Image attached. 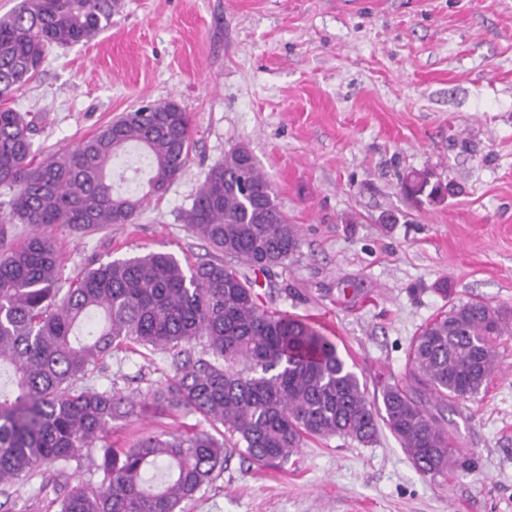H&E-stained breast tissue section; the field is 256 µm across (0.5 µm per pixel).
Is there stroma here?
<instances>
[{
    "mask_svg": "<svg viewBox=\"0 0 512 512\" xmlns=\"http://www.w3.org/2000/svg\"><path fill=\"white\" fill-rule=\"evenodd\" d=\"M178 103L194 147L133 223L47 228L61 286L149 251L219 259L181 221L206 173L244 144L299 251L259 276L264 308L314 323L367 383L403 379L409 344L456 302L512 310V0H120L94 39L50 49L11 100L36 118L35 160L146 103ZM412 171L453 184L408 204ZM474 400L447 406L457 468L423 475L388 429L311 439L288 469L232 458L184 512H512V335ZM162 353L113 352L89 383L123 393L170 376ZM171 413L114 422L113 445L206 429Z\"/></svg>",
    "mask_w": 512,
    "mask_h": 512,
    "instance_id": "35a3bbf8",
    "label": "stroma"
}]
</instances>
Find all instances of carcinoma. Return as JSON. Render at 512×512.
<instances>
[{"mask_svg": "<svg viewBox=\"0 0 512 512\" xmlns=\"http://www.w3.org/2000/svg\"><path fill=\"white\" fill-rule=\"evenodd\" d=\"M119 0H22L0 16V186L11 193L1 223L30 227L0 244V484L41 477L58 512H183L237 455L283 468L309 438L367 446L385 426L423 475L457 462L451 430L423 396L477 397L497 368L495 340L512 317L465 301L413 341L402 381L372 389L311 324L259 305L255 282L221 260L184 267L148 252L87 269L61 292L59 258L43 229L129 224L183 170L192 121L175 102L139 106L62 154L33 163L31 122L8 106L55 45L88 42L112 24ZM416 203L447 187L411 173ZM183 223L215 250L265 273L299 251L300 228L282 213L251 150L236 145L214 164ZM203 343L198 355L191 343ZM167 353L173 375L123 395L84 383L119 347ZM187 410L228 437L195 431L108 441L112 422ZM97 449L101 484L69 485L66 468Z\"/></svg>", "mask_w": 512, "mask_h": 512, "instance_id": "obj_1", "label": "carcinoma"}]
</instances>
